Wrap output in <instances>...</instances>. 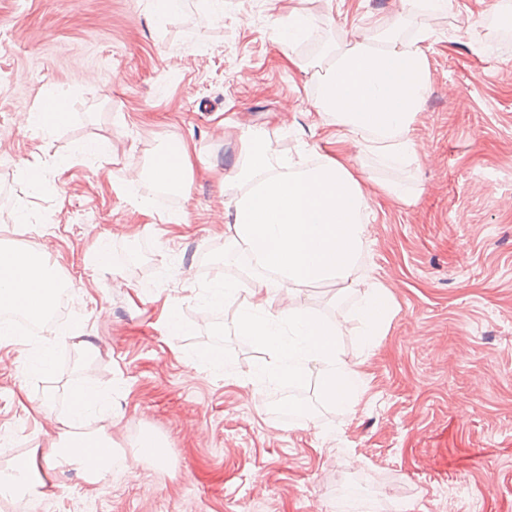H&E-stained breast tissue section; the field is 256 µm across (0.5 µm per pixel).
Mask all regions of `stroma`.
<instances>
[{"mask_svg":"<svg viewBox=\"0 0 512 512\" xmlns=\"http://www.w3.org/2000/svg\"><path fill=\"white\" fill-rule=\"evenodd\" d=\"M152 0H0V247L37 246L75 294L51 331L49 370L28 367L31 347L0 343V445L13 460L47 450L73 391L89 385L111 420L122 462L100 484L78 469L47 473L41 499L0 512H512V41L482 38L498 0H456L431 19L429 91L411 126L429 156L405 163L339 145L368 200L357 288L334 283L279 293L270 309L301 306L341 318L337 344L362 375L355 405L325 402L318 373L298 387L315 409L285 416L288 382H259L269 360L240 335L242 287L206 300L218 281H246L227 252L225 168L239 131L264 130L277 156L316 164L336 126L312 106L309 61L336 27L369 18L417 27L407 0H183L164 24ZM302 12L318 46L274 40ZM67 93L66 125L40 133L25 118L46 95ZM196 158L188 193L158 200L150 178L129 182L164 144ZM106 141L111 163L77 159ZM61 160L37 188L32 163ZM417 190L414 203L381 193ZM25 199L29 221L14 223ZM111 259L95 261L99 240ZM378 285L391 312L365 346L355 310ZM183 332L167 325V312ZM51 406H44L45 395ZM160 436L162 458L135 440Z\"/></svg>","mask_w":512,"mask_h":512,"instance_id":"35a3bbf8","label":"stroma"}]
</instances>
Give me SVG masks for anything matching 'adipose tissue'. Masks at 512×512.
I'll return each mask as SVG.
<instances>
[{
    "instance_id": "obj_1",
    "label": "adipose tissue",
    "mask_w": 512,
    "mask_h": 512,
    "mask_svg": "<svg viewBox=\"0 0 512 512\" xmlns=\"http://www.w3.org/2000/svg\"><path fill=\"white\" fill-rule=\"evenodd\" d=\"M430 35L425 24L404 39L397 24L380 19L353 33L336 30L322 49L323 67L314 72V108L317 114L332 115L342 142H358L365 154L403 159L413 154L408 132L429 89L425 44ZM239 139V156L224 176L225 187L234 191L224 204V216L233 230L230 249L241 252L252 271L249 286L255 301L242 312L238 330L273 354L256 375L297 380L310 365H318L321 397L351 408L362 377L339 355L340 322L314 317L300 307L283 318L265 303L279 292L314 283L352 287L365 238L361 214L368 208L362 181L334 152L309 167L279 159L262 130H242ZM193 166L189 144L179 142L170 158H153L149 174L184 191ZM57 298V267L40 250L0 249V309L45 313ZM98 404L91 389L73 394L65 429L45 455L49 468L109 472L115 463L111 434L103 426L84 427Z\"/></svg>"
}]
</instances>
